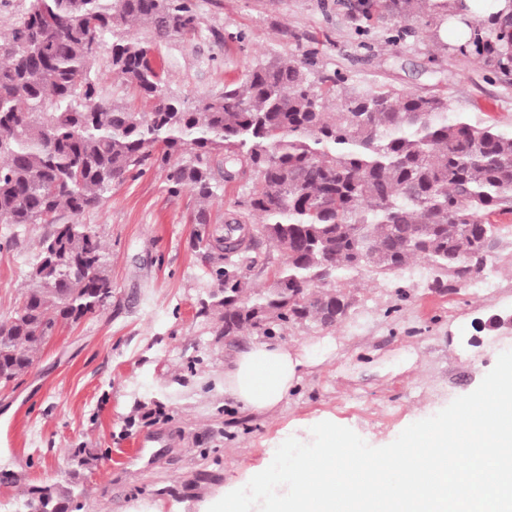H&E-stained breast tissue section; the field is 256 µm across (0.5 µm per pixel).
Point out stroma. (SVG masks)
Returning <instances> with one entry per match:
<instances>
[{"mask_svg":"<svg viewBox=\"0 0 512 512\" xmlns=\"http://www.w3.org/2000/svg\"><path fill=\"white\" fill-rule=\"evenodd\" d=\"M195 34L157 46L166 91L207 100L258 60L314 49L350 88H408L447 96L457 112L512 126V75L488 80L455 51L441 25L392 44L374 0H194ZM447 44L437 55L438 44ZM190 194H168L157 169L114 185L93 225L110 254L112 299L59 325L35 366L0 384V512L36 487L69 479L71 451L98 457L79 471L78 512H208L267 466V441L328 420L367 444L474 391L512 350V215L477 278L449 287L422 261L344 281L352 297L332 327L314 322L223 336L200 302L213 290L195 246ZM47 224H0V318L17 307ZM503 316L492 324L493 316ZM308 349L335 341L274 411L253 413L224 395V368L251 344ZM164 445L140 450L136 437Z\"/></svg>","mask_w":512,"mask_h":512,"instance_id":"1","label":"stroma"}]
</instances>
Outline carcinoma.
I'll use <instances>...</instances> for the list:
<instances>
[{
    "instance_id": "cac0c4a2",
    "label": "carcinoma",
    "mask_w": 512,
    "mask_h": 512,
    "mask_svg": "<svg viewBox=\"0 0 512 512\" xmlns=\"http://www.w3.org/2000/svg\"><path fill=\"white\" fill-rule=\"evenodd\" d=\"M379 17L428 27L464 0H382ZM458 51L487 71H512V11L468 23ZM199 28L192 0H27L0 30V223L50 224L22 300L0 321V379L28 370L58 325L112 298L109 252L89 224L59 214L97 208L112 185L148 168L167 191L190 194L192 223L217 288L201 301L222 334L275 323L340 320L338 289L363 270L422 260L455 282L484 272L512 215V129L453 111L448 97L390 89L351 93L318 70L317 51L258 62L224 92L192 105L165 92L155 47ZM112 37L109 75L129 84L140 111L101 96L92 64ZM252 172L249 192L222 224L210 207L224 183ZM250 224L281 261L251 288L218 243ZM374 263L362 261L365 252ZM76 480L48 485L23 512H73Z\"/></svg>"
}]
</instances>
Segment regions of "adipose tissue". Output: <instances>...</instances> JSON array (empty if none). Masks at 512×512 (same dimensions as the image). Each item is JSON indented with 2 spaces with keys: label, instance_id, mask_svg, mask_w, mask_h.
I'll return each instance as SVG.
<instances>
[{
  "label": "adipose tissue",
  "instance_id": "obj_1",
  "mask_svg": "<svg viewBox=\"0 0 512 512\" xmlns=\"http://www.w3.org/2000/svg\"><path fill=\"white\" fill-rule=\"evenodd\" d=\"M311 362L309 353L267 343L240 352L224 373V393L244 409L274 410L299 382Z\"/></svg>",
  "mask_w": 512,
  "mask_h": 512
}]
</instances>
